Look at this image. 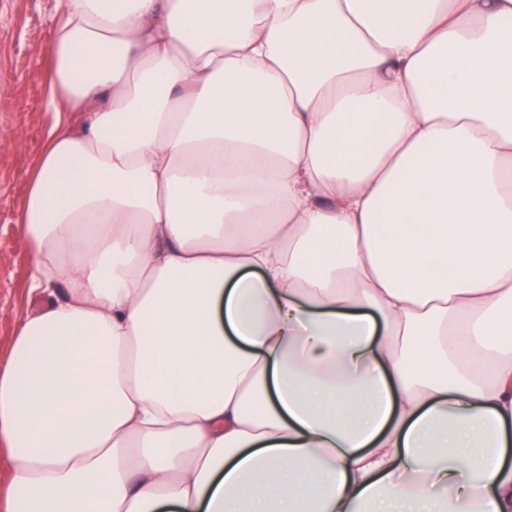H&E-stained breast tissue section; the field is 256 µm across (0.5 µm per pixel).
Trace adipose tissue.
<instances>
[{
  "label": "adipose tissue",
  "instance_id": "1",
  "mask_svg": "<svg viewBox=\"0 0 512 512\" xmlns=\"http://www.w3.org/2000/svg\"><path fill=\"white\" fill-rule=\"evenodd\" d=\"M50 56L5 512H512V0H58Z\"/></svg>",
  "mask_w": 512,
  "mask_h": 512
}]
</instances>
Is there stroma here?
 Returning <instances> with one entry per match:
<instances>
[{
    "label": "stroma",
    "instance_id": "35a3bbf8",
    "mask_svg": "<svg viewBox=\"0 0 512 512\" xmlns=\"http://www.w3.org/2000/svg\"><path fill=\"white\" fill-rule=\"evenodd\" d=\"M57 0H0V351L24 310L41 305L28 294L30 257L18 207L53 122L50 45Z\"/></svg>",
    "mask_w": 512,
    "mask_h": 512
}]
</instances>
